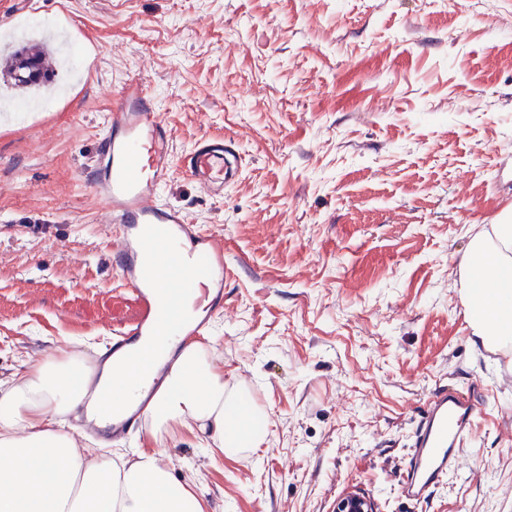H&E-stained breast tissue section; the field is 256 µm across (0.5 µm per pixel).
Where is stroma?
Masks as SVG:
<instances>
[{"label": "stroma", "instance_id": "stroma-1", "mask_svg": "<svg viewBox=\"0 0 512 512\" xmlns=\"http://www.w3.org/2000/svg\"><path fill=\"white\" fill-rule=\"evenodd\" d=\"M69 27L81 72L47 111L0 72V380L30 357L94 355L135 306L86 179L112 92L148 81L170 130L163 203L224 233L236 269L212 337L268 418L234 456L186 431L133 433L210 512H512V368L463 318L459 266L512 202V0H0ZM221 136L243 162L215 198L181 168ZM443 385L481 414L459 476L418 504L400 482ZM374 499L361 490H352L337 498L334 512H377Z\"/></svg>", "mask_w": 512, "mask_h": 512}]
</instances>
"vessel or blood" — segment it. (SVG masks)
Returning <instances> with one entry per match:
<instances>
[{"instance_id":"obj_1","label":"vessel or blood","mask_w":512,"mask_h":512,"mask_svg":"<svg viewBox=\"0 0 512 512\" xmlns=\"http://www.w3.org/2000/svg\"><path fill=\"white\" fill-rule=\"evenodd\" d=\"M171 163L167 126L150 86L142 77H129L114 96L97 143L90 187L106 207L118 277L136 306L133 322L113 329L103 353L119 358V371L139 380L155 375L164 351L161 337L210 335L224 312V281L231 271L222 231H201L181 208L161 202ZM183 167L195 184L220 196L238 160L223 138H205L195 142ZM477 414L467 389L445 386L426 400L401 482L407 498L427 499L460 472ZM142 419L138 406L113 417L107 433L113 446H121Z\"/></svg>"}]
</instances>
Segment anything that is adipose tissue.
<instances>
[{
  "label": "adipose tissue",
  "mask_w": 512,
  "mask_h": 512,
  "mask_svg": "<svg viewBox=\"0 0 512 512\" xmlns=\"http://www.w3.org/2000/svg\"><path fill=\"white\" fill-rule=\"evenodd\" d=\"M460 273L470 286L466 307L486 335L511 338L512 222L473 237ZM169 343L175 359L145 412L148 436L199 431L227 455L263 442L266 421L243 386L225 381L215 346L178 336ZM139 399L132 379L116 378L108 363L90 368L77 353L45 354L0 383V512H207L154 453L141 449L117 462L80 447L66 428L78 409L98 425V403L120 408Z\"/></svg>",
  "instance_id": "adipose-tissue-1"
}]
</instances>
